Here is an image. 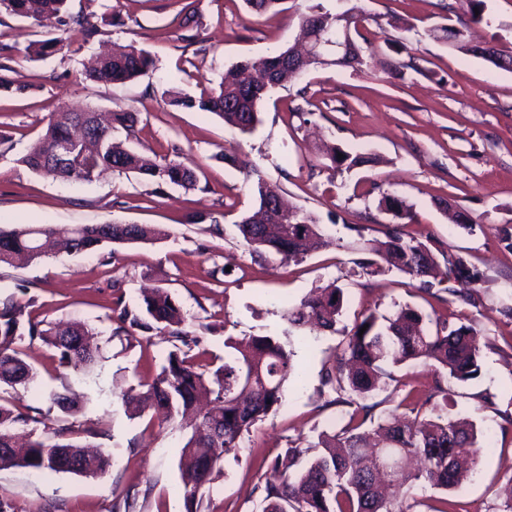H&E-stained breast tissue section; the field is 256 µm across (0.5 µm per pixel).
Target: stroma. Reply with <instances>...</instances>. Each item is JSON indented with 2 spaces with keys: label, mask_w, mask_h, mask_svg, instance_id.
I'll return each mask as SVG.
<instances>
[{
  "label": "stroma",
  "mask_w": 512,
  "mask_h": 512,
  "mask_svg": "<svg viewBox=\"0 0 512 512\" xmlns=\"http://www.w3.org/2000/svg\"><path fill=\"white\" fill-rule=\"evenodd\" d=\"M365 15L353 39L373 48L359 68L316 66L260 107L249 133L208 112L165 105L173 79L191 95L215 87L220 76L247 57L272 54L297 38L305 0H288L278 13L256 14L244 0H68L71 15L101 28L83 40L74 33L38 28L0 13V45L13 49L12 78L24 94L0 90V227L43 224H155L161 239L112 245L101 251L46 255L16 267H0V300L27 306L47 324L81 322L100 345L97 403L69 416L52 408L51 393H85L56 350L39 339L20 344L37 372L29 388L4 390L0 401L31 416L17 438L49 437L66 425L68 438L111 452L112 465L96 475L0 470V497L15 512H112L126 497L136 512H186L180 449L189 429L166 422L154 410L128 417L122 390L159 373L173 341L159 331L118 332L115 309L136 307L142 289L162 286L183 309L188 330L201 338L195 361L220 365L226 338L291 336L285 317L311 290L334 282L345 292L335 331H305L294 339L302 378L281 406L244 434L238 453L226 455L206 490L200 512H257L270 467L289 448H305L321 431L347 424L360 398L340 405L321 391L325 367L341 354L346 335L370 314L388 315L410 305L424 314L473 326L482 360L477 378H441L430 363L393 368L394 379L369 396L375 421L405 413L408 390L430 392L443 382L451 414L474 421L482 447L478 463L452 498L458 512H505L512 504V72L437 42L434 27L464 24L470 39L512 51V0H485L484 18L470 22L463 0H349ZM192 5L196 44L181 38L185 5ZM62 37L59 52L29 59L35 40ZM407 46L398 53L393 42ZM151 51L154 66L126 84L83 76L103 43ZM62 107L136 113L132 131L114 140L135 152L158 154L199 167L196 188L157 185L142 175L107 171L92 181L57 179L19 162ZM336 145L370 156L371 164L329 168L320 149ZM258 169L277 182L284 197L312 212L329 246L297 261L253 254L236 227L255 203L247 172ZM395 194L413 207L404 224L379 206ZM474 221L461 228L452 216ZM204 213L200 224L190 213ZM397 231L430 238L439 251L458 254L479 279L460 285L459 296L428 293L397 270L366 273L372 246ZM473 303H463L465 295Z\"/></svg>",
  "instance_id": "1"
}]
</instances>
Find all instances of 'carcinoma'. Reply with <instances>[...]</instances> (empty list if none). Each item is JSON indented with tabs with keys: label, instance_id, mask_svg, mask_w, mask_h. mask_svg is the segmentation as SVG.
Segmentation results:
<instances>
[{
	"label": "carcinoma",
	"instance_id": "1",
	"mask_svg": "<svg viewBox=\"0 0 512 512\" xmlns=\"http://www.w3.org/2000/svg\"><path fill=\"white\" fill-rule=\"evenodd\" d=\"M67 2L0 0V8L31 19L38 26L54 22L73 28L86 39L101 33L87 19L70 15ZM286 2L245 0L247 7L258 14L278 13ZM334 24V14L319 3L308 6L300 15V32L304 36L317 34L321 25ZM432 35L466 55L479 56L480 48L467 40L462 28L444 24L433 28ZM59 45L57 38L34 41L26 47L27 56H48L58 51ZM322 64V60L301 58L287 48L274 55L236 63L224 73L217 89L198 98L173 86L166 92L165 103L210 112L225 125L248 133L259 122V105L270 89ZM152 65L149 51L129 46L99 58L87 78L124 84L144 75ZM252 70L268 75L269 82L245 81L242 75ZM135 123L136 114L129 110L114 111L103 122L92 110L72 112L61 108L49 113L43 134L18 163L33 172L66 180H90L103 170H112L136 172L161 184L195 187L199 182L196 168L131 152L112 139L113 131H130ZM80 129L103 139L101 148L78 154L68 163L54 160L53 145L71 139ZM340 152L334 146L322 149L333 168L350 169L371 162L366 156L346 152H341L340 158ZM253 189L257 207L244 214L237 224L252 253H273L281 261L289 262L329 244L313 215L298 207L282 209L273 205L280 198L277 185L258 174ZM379 205L400 220H412L411 206L403 198L385 195ZM162 234L161 228L151 224L119 223L0 229V267L11 266L21 257L41 258L45 241L52 242L59 254H73L114 244L149 242ZM376 255L378 259L363 263L370 274L395 269L426 291L437 280L438 255L428 242L415 236L389 234ZM440 256L445 262L444 280L477 281V272L463 257L444 252ZM343 305V290L332 283L288 308L286 318L295 330L305 326L333 330ZM118 319L131 330L161 329L181 343V348L169 353L167 365L152 381L140 384L139 391L132 388L124 394L129 416L135 417L149 406L163 412L164 419L171 422L189 415L200 394L214 395L210 408L194 417L191 435L181 448V456L188 459L181 478L187 501L193 504L205 493V485L214 471L221 468L224 454L236 450L242 436L280 405L285 386L301 378L295 352L276 336L228 339L224 342V364L204 370L187 358V351L198 346L199 338L185 330L186 316L160 287L143 294L140 307L121 308ZM26 337H38L53 346L61 365L82 380H92L97 349L86 325L78 322L62 331L42 329L40 323L25 316V307L7 301L0 305V385L26 388L35 381L37 373L18 347ZM410 360L430 361L459 382L472 380L480 371L478 337L470 326L452 327L447 322L433 321L409 306L400 308L381 326L377 325V317L370 314L347 336L336 366L323 375V384L339 394L351 392L366 397L393 379L390 365ZM50 401L64 413L79 408L78 402L65 393H52ZM372 410L373 407L362 405L339 431L323 432L316 444L305 449L289 448L278 455L271 478L266 481L259 512H405L394 507L386 497L385 487H393L397 496L407 481L414 480L434 489L454 491L466 476L461 457L465 455L471 463H477L481 447L475 426L448 415V390L442 386L412 402L411 411L422 416L419 421L393 415L366 429L364 425L372 419ZM28 422V417L0 404V470L24 467L87 475L109 466L106 452L87 455L83 447L64 437L62 429L55 432L54 440H30L24 453L18 454L14 451L11 429L17 423Z\"/></svg>",
	"mask_w": 512,
	"mask_h": 512
}]
</instances>
